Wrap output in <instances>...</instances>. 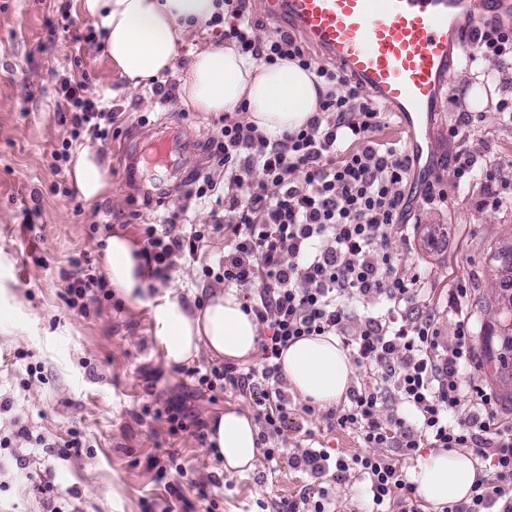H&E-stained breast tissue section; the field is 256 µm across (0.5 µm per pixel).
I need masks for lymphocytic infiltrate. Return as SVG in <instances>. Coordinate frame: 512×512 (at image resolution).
Here are the masks:
<instances>
[{
  "instance_id": "lymphocytic-infiltrate-1",
  "label": "lymphocytic infiltrate",
  "mask_w": 512,
  "mask_h": 512,
  "mask_svg": "<svg viewBox=\"0 0 512 512\" xmlns=\"http://www.w3.org/2000/svg\"><path fill=\"white\" fill-rule=\"evenodd\" d=\"M224 4L225 12L210 25L225 44L269 65L295 62L313 72L326 92L304 127L277 138L239 112L225 113L210 143L218 171L196 177L187 193L191 200L215 201L220 214L184 236L170 231L179 218L175 211L143 231L141 256L152 276L163 279L176 255L196 256L212 235L224 234L231 250L214 279L242 292L244 311L259 325L258 364L189 369L196 389L249 398L264 461L285 455L293 468L315 477L298 497L281 502L279 512H336L333 491L317 482L331 471L343 481L354 472L363 477L371 512H420L400 461L424 444L468 448L495 462V480L475 485L448 512H512V426L497 422L496 395L463 375L474 361L468 322L457 321L451 344L441 347L434 319L414 310L418 277L401 275L397 257L384 249L402 233L414 205H447V187L428 180L419 196L408 193L411 157L375 140L382 114L361 84L320 65L290 32L259 37L252 0ZM471 39L468 64L512 56V25L492 20ZM61 92L70 105L72 137L88 131L107 139L115 110L82 97L67 80ZM451 162L458 184L482 182L488 188L484 205H503L498 186L506 181L504 168L478 166L466 151ZM353 298L381 300L385 308L358 315L348 305ZM326 334L340 337L364 374L349 391L348 408L325 415L329 425L355 432L363 442L365 453L348 458L290 439L301 418L315 417L317 410L292 403L279 360L299 339ZM464 405L468 417L450 420Z\"/></svg>"
}]
</instances>
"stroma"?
<instances>
[{"mask_svg":"<svg viewBox=\"0 0 512 512\" xmlns=\"http://www.w3.org/2000/svg\"><path fill=\"white\" fill-rule=\"evenodd\" d=\"M93 26L81 0H0V400L10 402L0 408V439L11 440L0 451V512H49L33 489L40 480L52 484L63 512H275L281 501L299 495L309 475L284 457L273 469L259 459L249 471L225 473L204 443L187 433L171 435L166 421L153 415L154 409L182 403L207 423L228 407L249 408L247 399L199 394L182 369L168 367L146 308L115 296L89 301L84 315L62 300L68 286L62 272L72 258L88 255L96 274H103L108 232L141 242L145 224L182 207L189 223L212 221L209 207L185 202L180 188L169 203L144 202L126 185L118 157L134 134L169 120L209 144L220 131L219 115L163 98L149 83L131 86L111 69L104 50L87 41ZM486 66L495 78L483 85L486 104L475 113L467 102L474 74L455 64L446 98L427 130L435 157L465 150L488 166L512 164V118L496 110L500 99L512 100V68L494 59ZM65 78L81 84L84 97L120 104L119 136L71 140L69 125L60 119L68 108L60 91ZM453 95L459 101L455 107L448 102ZM465 111L472 119L469 128L462 137L449 138V127ZM66 143L75 152H98L111 173V188L95 205H77L64 193L72 182L67 162L56 154ZM434 173L451 189L447 208L417 210L403 235L391 238L386 248L398 257L403 275L420 274L416 310L434 318L442 343H449L454 329L448 297L466 289L468 326L480 363L466 378L493 391L501 420L512 422V368L501 369L480 344L487 335L495 352L508 344L481 305L507 302L490 258L512 246V201L481 207L484 185L456 187L449 165L435 166ZM223 254L224 238L214 236L197 260L175 258L160 288L202 300L216 288L204 269ZM326 425L321 418L304 421L297 436L314 435L346 458L360 453L356 434ZM22 426L51 441L68 439L75 429L83 446L66 459L53 458L17 438ZM173 451L190 479L178 498L168 489L177 475L162 483L149 467Z\"/></svg>","mask_w":512,"mask_h":512,"instance_id":"stroma-1","label":"stroma"}]
</instances>
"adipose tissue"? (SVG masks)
I'll return each instance as SVG.
<instances>
[{
  "label": "adipose tissue",
  "mask_w": 512,
  "mask_h": 512,
  "mask_svg": "<svg viewBox=\"0 0 512 512\" xmlns=\"http://www.w3.org/2000/svg\"><path fill=\"white\" fill-rule=\"evenodd\" d=\"M83 5L106 32L104 49L111 66L134 83L157 79L174 68L187 39L206 31L217 11L216 0H83ZM320 89L315 75L295 63L269 65L235 48L210 45L192 53L180 98L200 112H231L246 105L248 122L279 136L302 127L313 116ZM71 177L90 205L111 186L107 166L88 149L75 157ZM104 270L118 296L149 309L153 336L167 366L189 364L203 351L228 362L255 356L258 324L243 312L235 291L210 293L197 304L154 289L138 246L119 233L106 241ZM281 369L291 390L315 404H336L350 388V361L338 338L331 335L308 336L290 345L282 355ZM208 435L225 471L252 469L258 434L247 410H224L210 422ZM481 476L471 455L438 448L417 457L408 479L427 503L442 507L466 499Z\"/></svg>",
  "instance_id": "obj_1"
}]
</instances>
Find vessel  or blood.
Segmentation results:
<instances>
[{
	"mask_svg": "<svg viewBox=\"0 0 512 512\" xmlns=\"http://www.w3.org/2000/svg\"><path fill=\"white\" fill-rule=\"evenodd\" d=\"M264 6L271 21L295 28L398 115L416 163L432 149L423 127L453 58L470 45L461 20L512 16V0H265ZM197 156L187 130L166 124L130 144L120 164L145 198L165 201L195 170Z\"/></svg>",
	"mask_w": 512,
	"mask_h": 512,
	"instance_id": "b4317fda",
	"label": "vessel or blood"
}]
</instances>
